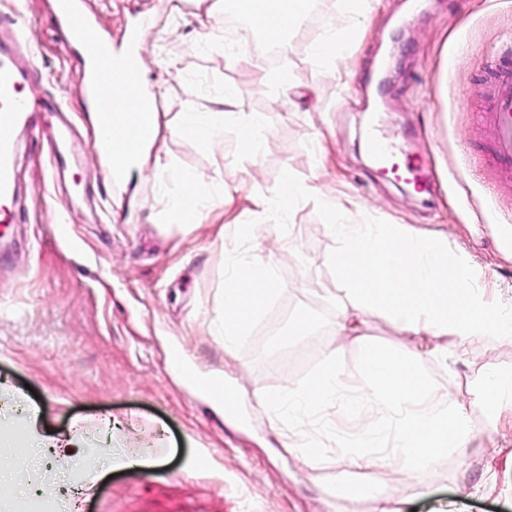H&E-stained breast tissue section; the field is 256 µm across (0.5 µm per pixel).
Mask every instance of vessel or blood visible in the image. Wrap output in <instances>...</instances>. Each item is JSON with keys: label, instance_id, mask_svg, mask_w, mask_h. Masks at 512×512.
<instances>
[{"label": "vessel or blood", "instance_id": "obj_1", "mask_svg": "<svg viewBox=\"0 0 512 512\" xmlns=\"http://www.w3.org/2000/svg\"><path fill=\"white\" fill-rule=\"evenodd\" d=\"M54 16L65 40L78 45L82 68L78 79L94 105L109 110L116 83L140 86L142 76L134 60L140 45V30L132 28L127 45L107 49L95 34V16L86 0H55ZM37 70L35 58L18 63L8 47L0 45V223L12 224L14 187V137L18 126L31 125L35 115L24 95V85ZM493 105L486 116L493 161L512 169V49L504 52L491 70Z\"/></svg>", "mask_w": 512, "mask_h": 512}]
</instances>
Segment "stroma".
I'll return each instance as SVG.
<instances>
[{"label": "stroma", "mask_w": 512, "mask_h": 512, "mask_svg": "<svg viewBox=\"0 0 512 512\" xmlns=\"http://www.w3.org/2000/svg\"><path fill=\"white\" fill-rule=\"evenodd\" d=\"M99 30L120 45L125 28L142 26L143 78L159 105L157 147L169 166L145 170L122 200L94 148L90 114L78 106L75 46L55 32L53 0H0L23 38L17 53L33 54L41 74L25 90L33 127L17 137L18 207L25 219L0 243V432L21 415L14 394H37L38 428L77 429L85 457L57 461L54 472L85 470L105 457L104 418H116L123 447L167 457L162 470L131 468L101 479L91 491L75 483L77 512H373L391 499L397 512H512V432L473 407L472 448L441 460L405 485L389 472L367 482L363 496L337 489L336 467L317 470L283 447L255 402H228L216 412L178 377L188 368L200 382L231 388H288L320 367L335 347L339 283L328 255L336 242L315 199L289 217L293 235L276 260L281 284L234 353L208 327L223 304L224 252L239 243L237 227L262 220L259 198L271 196L284 173L347 202L358 224H409L446 237L467 252L488 295L512 290V172L491 165L481 120L491 96L489 70L512 45V0H384L372 24L350 43L354 79L331 69L312 47L330 30L350 27L336 0H311L287 50L256 63L297 73L289 92L260 87L231 58L247 26L223 0H89ZM209 16L208 29L198 19ZM235 109L264 121L259 167L234 153L236 130L223 148L177 132L184 112H214L225 88ZM379 112L385 137L405 155L428 163L425 194L380 174L361 150V130ZM190 172L213 182L215 206L194 229L173 223L164 199ZM307 333L292 336L297 319ZM512 369V350L477 346L467 362L424 369L449 392L479 389L485 360ZM496 484L464 498L487 466Z\"/></svg>", "instance_id": "stroma-1"}]
</instances>
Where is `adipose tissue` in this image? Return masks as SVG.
<instances>
[{"instance_id": "obj_1", "label": "adipose tissue", "mask_w": 512, "mask_h": 512, "mask_svg": "<svg viewBox=\"0 0 512 512\" xmlns=\"http://www.w3.org/2000/svg\"><path fill=\"white\" fill-rule=\"evenodd\" d=\"M252 24L268 25L277 38L301 22L309 0H233ZM222 111L185 113L180 134L214 146L224 124L236 129L235 152L258 165L266 139L263 123L253 114L235 111V96L225 90ZM139 97H129L111 121L102 113L91 119L99 154L111 178L129 185L134 173L165 161L155 148L158 115L140 109ZM136 123H128L129 114ZM311 186L284 175L271 197L260 206L262 224L248 225L243 254L225 257L224 304L208 332L225 353H233L250 325L267 307L280 283L275 277L274 255L266 235L281 231L297 202L310 196ZM213 201L209 184L194 175H182L178 192L167 202L175 222L200 224ZM320 204L336 239L330 262L340 281L336 297V333L345 345L355 346L359 372L351 374L342 347L326 353L320 370L306 383L288 392L254 390L256 403L272 414L280 428L318 422L329 408L357 420L358 428L341 438L336 460L353 478L378 477L380 469L393 466L406 478L428 471L441 459L464 452L476 438L469 403L452 399L448 390L423 371L425 358L464 360L474 345L494 341L512 348V298L488 301L478 286L477 269L465 251L447 238L424 236L405 224H349L346 209L330 197ZM384 315L402 334L425 336L436 344L428 354L394 353L372 343L362 328ZM477 399L496 422L512 427V374L490 368ZM15 466L37 469L40 451L59 449L70 457L87 447L79 434L68 438L38 436L30 427L15 431Z\"/></svg>"}]
</instances>
